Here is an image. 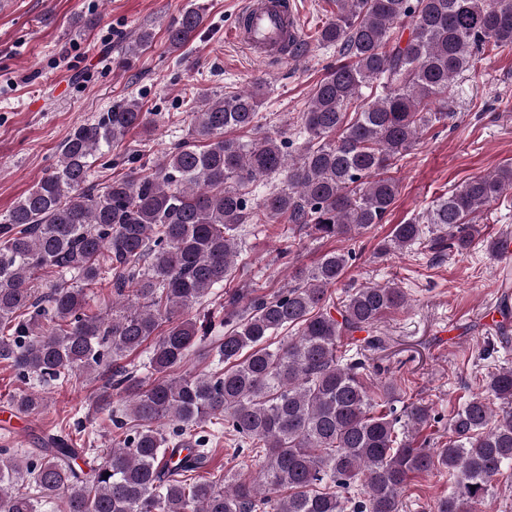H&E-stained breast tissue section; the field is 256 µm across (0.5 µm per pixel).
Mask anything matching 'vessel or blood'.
<instances>
[{"label": "vessel or blood", "instance_id": "obj_1", "mask_svg": "<svg viewBox=\"0 0 512 512\" xmlns=\"http://www.w3.org/2000/svg\"><path fill=\"white\" fill-rule=\"evenodd\" d=\"M228 38L270 63L297 56L305 44L295 0H246L239 23Z\"/></svg>", "mask_w": 512, "mask_h": 512}]
</instances>
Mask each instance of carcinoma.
<instances>
[{"label": "carcinoma", "instance_id": "carcinoma-1", "mask_svg": "<svg viewBox=\"0 0 512 512\" xmlns=\"http://www.w3.org/2000/svg\"><path fill=\"white\" fill-rule=\"evenodd\" d=\"M334 2L318 41L340 59L293 137L231 136L259 128V82L199 96L159 163L137 166L134 154L96 192V162L157 127V113L124 98L73 128L55 167L0 215V360L44 385L96 373L100 402H122L109 415L120 439L103 452L55 435L26 455L1 445L0 512H402L412 480L435 468L454 490L433 512H475L512 469V367L489 372L449 419L448 439H435L432 407L405 401L371 358L385 345L377 324L407 306L404 289L352 282L332 296L354 249L326 252L274 293L228 286L246 224L354 241L382 223L398 193L389 172L424 128L454 117L455 78L487 51L512 52V0ZM204 21L205 7L185 9L167 28L170 50ZM375 83L382 93L365 95ZM511 192L510 162L394 225L377 255L478 245L495 255L477 220ZM511 287L507 272L506 319ZM95 288L110 289L112 313L94 310ZM146 342L148 362L127 363ZM201 346L215 369L168 377ZM9 405L37 415L45 398L24 390ZM222 435L236 456L264 453L257 477L187 482Z\"/></svg>", "mask_w": 512, "mask_h": 512}]
</instances>
